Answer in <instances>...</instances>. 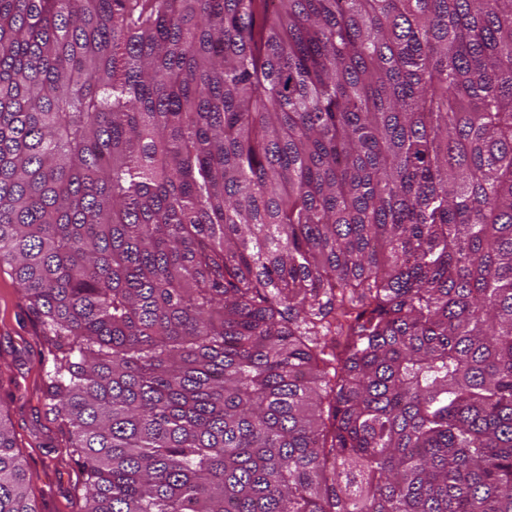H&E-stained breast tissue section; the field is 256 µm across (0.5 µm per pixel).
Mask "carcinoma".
<instances>
[{
	"mask_svg": "<svg viewBox=\"0 0 512 512\" xmlns=\"http://www.w3.org/2000/svg\"><path fill=\"white\" fill-rule=\"evenodd\" d=\"M4 268L82 512H512V0H0Z\"/></svg>",
	"mask_w": 512,
	"mask_h": 512,
	"instance_id": "obj_1",
	"label": "carcinoma"
}]
</instances>
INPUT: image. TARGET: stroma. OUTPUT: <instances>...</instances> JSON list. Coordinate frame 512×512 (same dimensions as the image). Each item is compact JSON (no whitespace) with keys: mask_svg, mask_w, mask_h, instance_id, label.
Segmentation results:
<instances>
[{"mask_svg":"<svg viewBox=\"0 0 512 512\" xmlns=\"http://www.w3.org/2000/svg\"><path fill=\"white\" fill-rule=\"evenodd\" d=\"M0 404L7 406L16 444L41 512H81L85 488L67 434L49 413L42 377L50 358L40 327L10 275L0 271Z\"/></svg>","mask_w":512,"mask_h":512,"instance_id":"35a3bbf8","label":"stroma"}]
</instances>
